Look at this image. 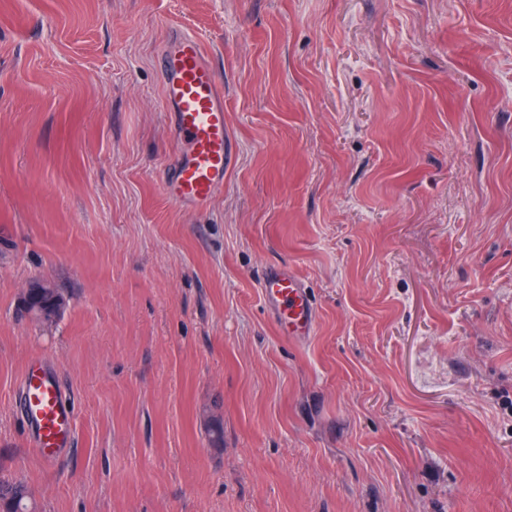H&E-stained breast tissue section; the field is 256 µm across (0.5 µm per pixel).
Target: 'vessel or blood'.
Segmentation results:
<instances>
[{
  "instance_id": "b4317fda",
  "label": "vessel or blood",
  "mask_w": 512,
  "mask_h": 512,
  "mask_svg": "<svg viewBox=\"0 0 512 512\" xmlns=\"http://www.w3.org/2000/svg\"><path fill=\"white\" fill-rule=\"evenodd\" d=\"M163 99L177 134L175 158L164 177L172 200L199 207L208 203L231 163L230 136L224 122V97L216 73L197 36L178 32L160 57ZM264 291L288 320L293 334H311L315 309L302 280L293 272L268 269ZM23 415L34 432L40 455L66 447L72 436L73 414L58 379L28 365L21 384Z\"/></svg>"
}]
</instances>
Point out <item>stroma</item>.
<instances>
[{
  "instance_id": "1",
  "label": "stroma",
  "mask_w": 512,
  "mask_h": 512,
  "mask_svg": "<svg viewBox=\"0 0 512 512\" xmlns=\"http://www.w3.org/2000/svg\"><path fill=\"white\" fill-rule=\"evenodd\" d=\"M178 30L232 141L201 212L162 188ZM32 361L75 413L46 458ZM0 475L38 512H512V0H0ZM263 288L277 309L288 320L292 333L309 335L315 326V309L302 280L293 272L270 268L263 277ZM55 286L44 280H35L30 282L24 297L22 301H27L28 303H23L22 305L29 308L28 313L25 315V317L31 318V319H38L42 322H45V314L44 312H41L38 310L37 307H34V302L42 295H49L51 293H54ZM30 305V306H29Z\"/></svg>"
}]
</instances>
